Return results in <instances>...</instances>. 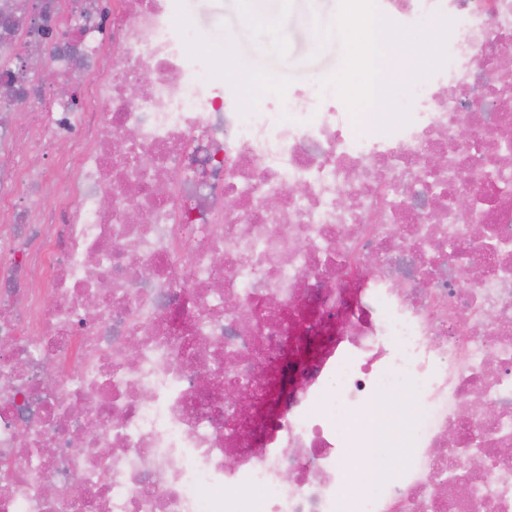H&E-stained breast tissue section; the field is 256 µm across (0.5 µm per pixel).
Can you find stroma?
Masks as SVG:
<instances>
[{
    "label": "stroma",
    "mask_w": 512,
    "mask_h": 512,
    "mask_svg": "<svg viewBox=\"0 0 512 512\" xmlns=\"http://www.w3.org/2000/svg\"><path fill=\"white\" fill-rule=\"evenodd\" d=\"M179 20L210 72L221 74L232 51L235 78L246 86L272 76L288 91L321 77L348 96L374 76L369 47L345 34L342 0H183Z\"/></svg>",
    "instance_id": "obj_1"
}]
</instances>
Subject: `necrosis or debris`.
I'll return each mask as SVG.
<instances>
[{"label":"necrosis or debris","mask_w":512,"mask_h":512,"mask_svg":"<svg viewBox=\"0 0 512 512\" xmlns=\"http://www.w3.org/2000/svg\"><path fill=\"white\" fill-rule=\"evenodd\" d=\"M385 2L448 32L393 120L0 0V512H512V0Z\"/></svg>","instance_id":"4bbe7bcc"}]
</instances>
